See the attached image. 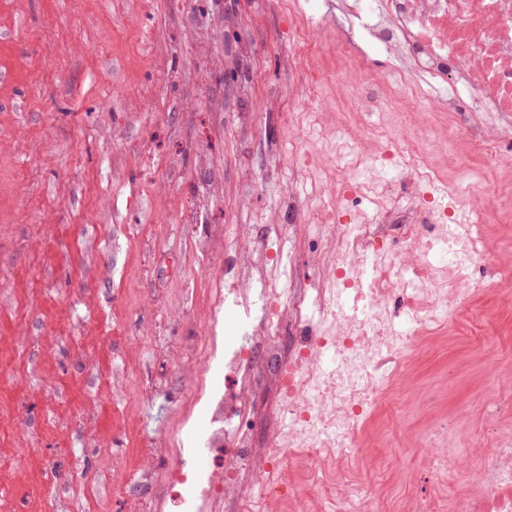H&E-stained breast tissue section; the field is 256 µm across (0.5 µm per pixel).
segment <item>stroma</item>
I'll return each instance as SVG.
<instances>
[{
	"label": "stroma",
	"mask_w": 512,
	"mask_h": 512,
	"mask_svg": "<svg viewBox=\"0 0 512 512\" xmlns=\"http://www.w3.org/2000/svg\"><path fill=\"white\" fill-rule=\"evenodd\" d=\"M292 0H0V512H137L113 482L141 465L139 439L175 430L196 386L178 357L189 324L209 323L224 284L226 224H280L284 198L319 200L297 140H324L349 164L361 123L344 86L354 69L322 59L331 111L295 108L289 80L313 50L294 36ZM460 115L434 123L473 179L512 195V129L486 170ZM483 292L472 314L512 341V212L480 226ZM512 358L459 327L419 334L397 390L417 441L460 406L485 414V374ZM436 391L434 401L423 393Z\"/></svg>",
	"instance_id": "obj_1"
}]
</instances>
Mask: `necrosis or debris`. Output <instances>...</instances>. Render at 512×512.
Masks as SVG:
<instances>
[{
    "label": "necrosis or debris",
    "instance_id": "1",
    "mask_svg": "<svg viewBox=\"0 0 512 512\" xmlns=\"http://www.w3.org/2000/svg\"><path fill=\"white\" fill-rule=\"evenodd\" d=\"M332 28L317 30L297 21L299 38L316 48L334 40L336 54L350 57L357 43L384 55L399 69L396 84L375 80L359 67L347 92L360 112L383 116L381 151L364 136L351 140L366 181L344 169L329 181L330 206H294L290 223L259 238L254 226L215 228L216 237L243 245L224 256V297L218 306L236 316L233 340L220 343L212 325L180 342L190 355L197 387L188 397L202 425L177 429L163 453L185 438L198 440L193 465L151 470L156 498L173 497L178 512H209L230 500L234 512H512V390L490 371L484 403L500 425L466 423L463 437L433 424L416 448H404L399 421L405 410L394 390L404 359L420 333L443 330L481 287L470 276L484 255L458 209L480 215L489 201L478 189L453 184L451 205L431 202L427 189L441 180V167L427 163L429 140L400 129L404 113H466L479 121L478 147L489 165L502 163L495 145L512 128V0H332ZM403 172L407 192L389 186ZM382 188L372 207L356 206L372 183ZM404 223H394L396 213ZM328 229L330 259L316 263L319 288L306 292L265 282L267 268H292L290 243L298 224ZM420 288L393 289L407 271ZM353 292L366 311L345 319L338 299ZM400 299L408 330H398L389 308ZM323 330L309 335L312 312ZM336 352L337 370L324 368L323 349ZM275 362L274 404L279 428L262 430L252 392L258 363ZM386 420L389 446L399 462L428 472L427 490L394 497L365 472L359 446L371 416Z\"/></svg>",
    "mask_w": 512,
    "mask_h": 512
}]
</instances>
